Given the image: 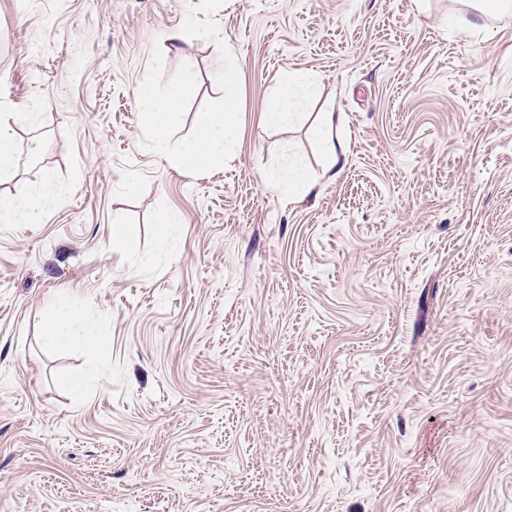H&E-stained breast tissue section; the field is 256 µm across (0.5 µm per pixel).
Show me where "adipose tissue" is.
<instances>
[{"label": "adipose tissue", "instance_id": "ef3b65f1", "mask_svg": "<svg viewBox=\"0 0 512 512\" xmlns=\"http://www.w3.org/2000/svg\"><path fill=\"white\" fill-rule=\"evenodd\" d=\"M311 134L322 147L325 172L340 173L347 158L342 113H318ZM41 325L42 340L50 348L71 347L94 353L105 345L101 325L85 319L78 310L46 309L41 315Z\"/></svg>", "mask_w": 512, "mask_h": 512}]
</instances>
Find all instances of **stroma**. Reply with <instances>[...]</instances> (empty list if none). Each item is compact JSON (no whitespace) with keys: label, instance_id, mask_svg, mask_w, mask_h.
Here are the masks:
<instances>
[{"label":"stroma","instance_id":"35a3bbf8","mask_svg":"<svg viewBox=\"0 0 512 512\" xmlns=\"http://www.w3.org/2000/svg\"><path fill=\"white\" fill-rule=\"evenodd\" d=\"M199 2L0 0V113L36 115L0 195L57 188L0 221V512H512V21L227 0L241 138L192 176L142 147L137 90L157 43L198 80L180 135L220 98L217 46L180 33ZM287 71L293 121L260 123ZM298 167L312 192L266 189ZM50 307L106 350L45 349ZM344 127V118L339 112H320L313 122L311 135L322 147L324 173L337 175L344 168L347 158ZM53 186L49 180L38 190L15 198L5 204L0 202V220L8 218L13 223L33 224L39 220L41 201L53 192Z\"/></svg>","mask_w":512,"mask_h":512}]
</instances>
